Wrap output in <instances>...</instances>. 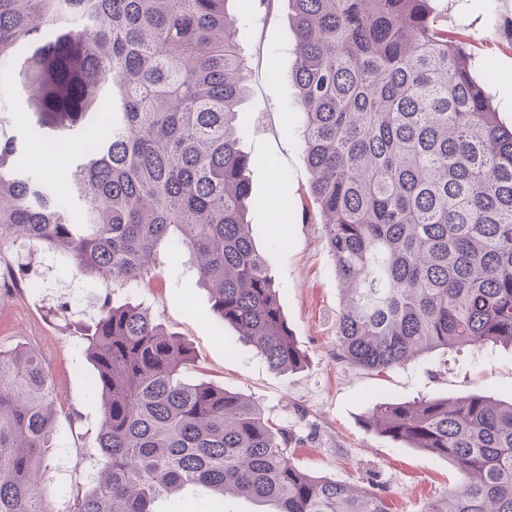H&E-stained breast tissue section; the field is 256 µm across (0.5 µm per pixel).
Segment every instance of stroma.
<instances>
[{
    "instance_id": "stroma-1",
    "label": "stroma",
    "mask_w": 512,
    "mask_h": 512,
    "mask_svg": "<svg viewBox=\"0 0 512 512\" xmlns=\"http://www.w3.org/2000/svg\"><path fill=\"white\" fill-rule=\"evenodd\" d=\"M442 23L460 34L481 73H494L490 93L503 121H512V0H445ZM238 39L248 57V94L239 116L242 148L254 164L248 176L256 199L248 220L252 238L271 252V275L284 315L305 354L296 371L272 369L244 345L232 326L217 330L210 295L197 285L186 257L157 255L158 276L125 288L77 275L60 254L32 251L17 243L0 249V272L14 284L0 288V347L34 350L50 374L57 404L52 457L42 469L51 512H70L84 492L98 458L101 415L90 381L93 366L79 339L104 297L138 305L153 320L184 339L193 360L185 379L224 387L257 401L269 421L299 437L292 460L300 469L349 482L384 496L391 512H425L446 497L461 477L448 459L406 448L368 431L364 415L384 401L422 397L456 399L472 394L512 399V347L433 350L381 373L336 358V319L342 291L327 249L318 206L300 143V117L291 75L296 56L287 0H268L240 19ZM15 109L24 139L22 165L64 186L70 154H48V145L67 143L71 132L36 123L35 108L21 83L4 102ZM279 187L288 198L287 247L276 246L268 208L259 199Z\"/></svg>"
}]
</instances>
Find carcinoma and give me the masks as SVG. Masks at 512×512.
Masks as SVG:
<instances>
[{
    "label": "carcinoma",
    "mask_w": 512,
    "mask_h": 512,
    "mask_svg": "<svg viewBox=\"0 0 512 512\" xmlns=\"http://www.w3.org/2000/svg\"><path fill=\"white\" fill-rule=\"evenodd\" d=\"M232 0H0V60L25 55L38 124L81 147L68 196L19 167L0 110V248L57 251L115 286L158 275L166 246L193 259L217 330L275 370L302 363L270 256L247 220L241 148L247 58ZM310 192L342 284L336 359L371 372L436 349L512 345V124L432 0H289ZM76 17L82 29H64ZM101 407L100 470L71 512H157L184 490L199 512L244 497L270 512H390L385 499L300 470L299 439L253 400L188 383L186 341L105 297L81 333ZM52 380L0 348V512H50ZM374 433L448 458L461 475L426 512H512V401L380 402Z\"/></svg>",
    "instance_id": "obj_1"
}]
</instances>
